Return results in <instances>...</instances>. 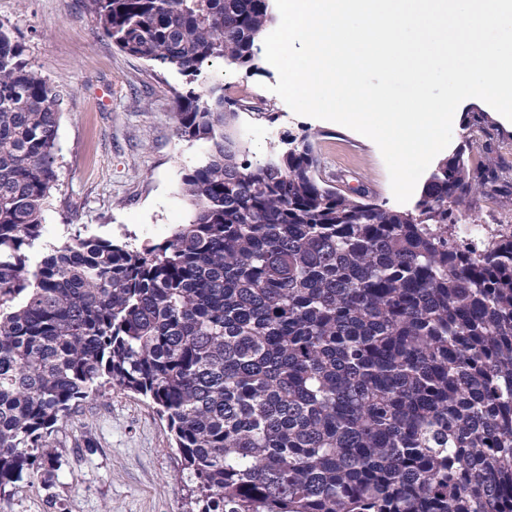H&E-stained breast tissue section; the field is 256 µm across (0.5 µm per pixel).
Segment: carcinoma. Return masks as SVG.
<instances>
[{
    "mask_svg": "<svg viewBox=\"0 0 512 512\" xmlns=\"http://www.w3.org/2000/svg\"><path fill=\"white\" fill-rule=\"evenodd\" d=\"M122 51L185 77L193 219L134 250L79 236L36 265L64 89L0 26V491L58 469L104 382L152 399L198 512H512V239L448 224L463 154L412 211L319 176L310 136L255 163L203 64L260 69L269 0H89Z\"/></svg>",
    "mask_w": 512,
    "mask_h": 512,
    "instance_id": "carcinoma-1",
    "label": "carcinoma"
}]
</instances>
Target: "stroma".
Masks as SVG:
<instances>
[{"instance_id":"1","label":"stroma","mask_w":512,"mask_h":512,"mask_svg":"<svg viewBox=\"0 0 512 512\" xmlns=\"http://www.w3.org/2000/svg\"><path fill=\"white\" fill-rule=\"evenodd\" d=\"M0 28L23 43L26 59L48 82L66 88L42 245L78 233L139 250L189 223L194 206L182 176L204 160L206 146L176 132L183 77L120 50L103 35L88 0H0ZM206 72L229 98L265 100V117L241 111L226 128L241 158L262 160L283 133H307L322 176L342 172L351 187L366 188L370 202L398 209L379 149L349 128L293 113L271 90L277 71L264 67L252 75L216 62ZM104 89L105 104L98 97ZM454 137L471 173L487 164L497 173L495 190L473 196L469 215L483 224L512 222V132L474 104ZM173 443L149 398L101 387L55 434L60 468L53 480L18 482L0 495V512H190L192 484Z\"/></svg>"}]
</instances>
